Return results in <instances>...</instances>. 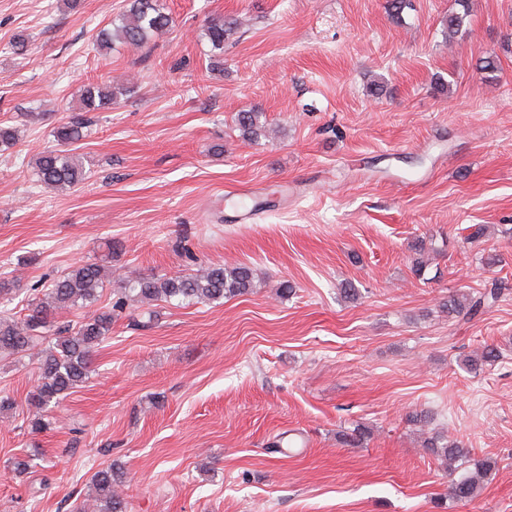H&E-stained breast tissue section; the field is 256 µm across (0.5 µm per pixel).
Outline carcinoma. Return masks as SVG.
<instances>
[{
	"mask_svg": "<svg viewBox=\"0 0 512 512\" xmlns=\"http://www.w3.org/2000/svg\"><path fill=\"white\" fill-rule=\"evenodd\" d=\"M173 19L166 12L163 0H131L126 13L112 23V28L101 30L96 42L100 49L111 48L112 42L141 45L154 34L168 30ZM239 23L233 16L211 19L206 37L213 49L224 51V43L236 33ZM81 101L90 112L107 110L117 99V92L104 83H88L81 90ZM264 113L243 110L238 113L237 126L242 137H258L264 123ZM85 123L70 120L60 124L53 136L60 149L43 151L35 161L38 180L43 185L67 191L85 180L86 171L74 159L67 147L82 140ZM109 276L107 267L97 262H86L73 267L53 280L43 296L28 299L29 314L18 321L0 314V354L22 356L35 343L45 340L43 331L52 327V319L58 311L73 307L87 308L89 312L75 325L59 328L56 336L48 340L39 362L40 384L30 396L31 405L43 410L63 401L73 389L83 385L91 373L92 355L112 331V311L94 308L99 300V289ZM254 287L252 270L247 266L226 268L219 264L203 266L193 273L175 276L139 278L128 281V291L142 303L164 300L179 303H219L226 297L241 295ZM504 286L494 280L491 287L476 294H455L448 297L443 307L448 317L471 320L484 308L496 302ZM498 359V350L485 345L475 357L467 360V366L480 369ZM425 447L448 466L461 463L463 474L454 481L450 496L456 501H470L482 482L495 468L490 457H477L456 440L427 437ZM121 483L111 466L96 470L91 476L95 493L96 512H126V502L118 490Z\"/></svg>",
	"mask_w": 512,
	"mask_h": 512,
	"instance_id": "carcinoma-1",
	"label": "carcinoma"
}]
</instances>
